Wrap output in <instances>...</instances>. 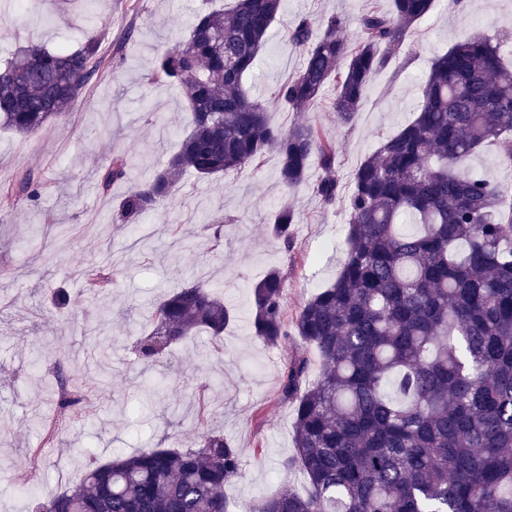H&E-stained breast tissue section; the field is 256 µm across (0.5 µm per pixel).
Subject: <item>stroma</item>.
Listing matches in <instances>:
<instances>
[{
	"label": "stroma",
	"instance_id": "1",
	"mask_svg": "<svg viewBox=\"0 0 512 512\" xmlns=\"http://www.w3.org/2000/svg\"><path fill=\"white\" fill-rule=\"evenodd\" d=\"M202 0H0V62L19 47L77 48L85 33L103 34V60L121 57L64 118L29 135L0 131V187L19 171L44 176L38 203L0 212V512H30V493L49 498L77 484L88 457L108 460L113 449L170 448L197 433L204 420L238 449L242 475L224 485L233 512L289 484L305 493L306 478L281 464L294 452L293 408L279 398L284 364L304 351L299 338L281 349L258 343L249 326L252 284L277 266L288 272L285 305L296 314L312 294L334 282L348 243L344 200L326 207L309 186L323 176L311 158L308 183L286 190L279 158L266 155L246 167L207 180L183 175L157 212L135 224L113 222L130 188L160 170L189 130L181 91L144 79L156 54L174 50ZM390 0H283L249 92L265 104L277 125L296 115L276 96L281 80L301 65L282 34L297 18L338 15L348 32ZM66 16L45 22V13ZM512 36V0H437L393 59L372 78L365 102L350 125L339 124L332 104L335 84L322 91L307 120L336 143L334 175L348 184L356 167L381 140L409 122L434 55L464 37ZM130 160L128 177L102 194L99 172L112 155ZM300 221L292 252L269 227L282 202ZM230 217L219 250L210 246L212 220ZM111 263L112 292L92 300L81 269ZM221 285L237 319L223 341L207 336L176 346L156 361L139 359L136 337L149 325L151 306L174 288L198 278ZM68 307L54 306L57 290ZM74 377L90 393L83 419L50 445L44 426L56 417L55 371ZM159 387L146 398L144 389ZM42 448V463L29 468L28 451Z\"/></svg>",
	"mask_w": 512,
	"mask_h": 512
}]
</instances>
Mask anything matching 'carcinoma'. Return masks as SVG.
<instances>
[{
	"instance_id": "cac0c4a2",
	"label": "carcinoma",
	"mask_w": 512,
	"mask_h": 512,
	"mask_svg": "<svg viewBox=\"0 0 512 512\" xmlns=\"http://www.w3.org/2000/svg\"><path fill=\"white\" fill-rule=\"evenodd\" d=\"M435 0H391L370 11L354 40L339 16L298 18L287 29L303 55L277 86L297 114L283 128L245 88L282 0L208 3L174 51L158 54L150 80L180 89L189 132L152 179L129 190L116 220L159 209L182 175L209 179L279 158L287 189L305 182L312 156L326 175L312 193L332 206L336 146L302 114L335 82L340 123L359 112L373 74L400 50ZM512 44L472 36L435 56L413 119L355 170L347 194V240L336 280L288 319V274L271 268L252 287V335L268 348L292 336L320 359L306 383L305 355L286 363L281 399L293 405L294 453L308 490L284 485L255 512H512V208L507 189L467 162L489 144L512 167ZM102 70L100 38L76 49L20 48L0 65V128L19 135L64 117ZM117 154L99 172L106 191L126 177ZM44 181L20 172L0 190V209L34 202ZM299 216L284 203L271 232L292 251ZM89 292L112 285L103 266L85 271ZM234 313L221 288L203 281L160 301L138 356L154 360L202 333L222 337ZM81 392L60 396L58 415L79 417ZM232 440L210 430L186 449L118 451L91 458L82 480L49 499L31 494V512H230L224 483L240 476Z\"/></svg>"
}]
</instances>
